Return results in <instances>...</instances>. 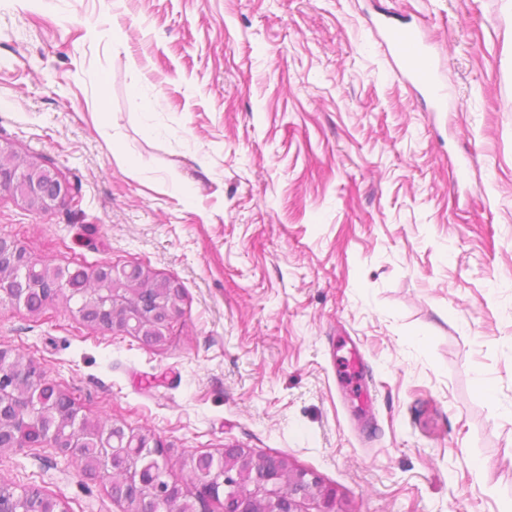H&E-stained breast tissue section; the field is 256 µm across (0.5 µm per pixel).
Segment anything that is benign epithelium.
I'll list each match as a JSON object with an SVG mask.
<instances>
[{
  "mask_svg": "<svg viewBox=\"0 0 512 512\" xmlns=\"http://www.w3.org/2000/svg\"><path fill=\"white\" fill-rule=\"evenodd\" d=\"M0 190L39 215L63 203H78L77 189L57 170L2 145ZM83 273L86 288L78 292L72 288L73 270L37 261L20 243L0 236L1 305L24 308L28 292L43 291L46 305L63 303L89 327L133 336L152 347L164 344L170 324L183 311V291L176 280L139 265L118 267L108 261ZM50 389L55 391L52 401L39 399ZM91 439L112 444L114 451L102 452L94 463L82 459L79 449ZM45 447L79 460L87 478L112 484L120 480L126 512H169L172 502L178 503V512H338L336 493L284 457L226 447L211 470L200 472L195 454L176 455L150 432L86 417L74 398L57 390L38 360L0 347V450ZM156 458L168 468L179 463L189 478L151 480ZM19 499L17 487L0 482V512H23Z\"/></svg>",
  "mask_w": 512,
  "mask_h": 512,
  "instance_id": "1",
  "label": "benign epithelium"
}]
</instances>
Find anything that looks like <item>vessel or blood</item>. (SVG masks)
<instances>
[{
    "label": "vessel or blood",
    "mask_w": 512,
    "mask_h": 512,
    "mask_svg": "<svg viewBox=\"0 0 512 512\" xmlns=\"http://www.w3.org/2000/svg\"><path fill=\"white\" fill-rule=\"evenodd\" d=\"M382 41L386 49L393 52L396 67L407 83L423 89L436 109H444L446 99L436 68L416 31L403 24L390 23L383 27Z\"/></svg>",
    "instance_id": "1"
}]
</instances>
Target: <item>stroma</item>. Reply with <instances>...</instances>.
<instances>
[{
  "mask_svg": "<svg viewBox=\"0 0 512 512\" xmlns=\"http://www.w3.org/2000/svg\"><path fill=\"white\" fill-rule=\"evenodd\" d=\"M381 13L423 36L445 111ZM0 143L80 197L39 216L0 192V235L184 290L159 348L0 305V346L83 414L285 456L339 512L512 497V0H0ZM0 481L123 510L51 448L0 451Z\"/></svg>",
  "mask_w": 512,
  "mask_h": 512,
  "instance_id": "obj_1",
  "label": "stroma"
}]
</instances>
